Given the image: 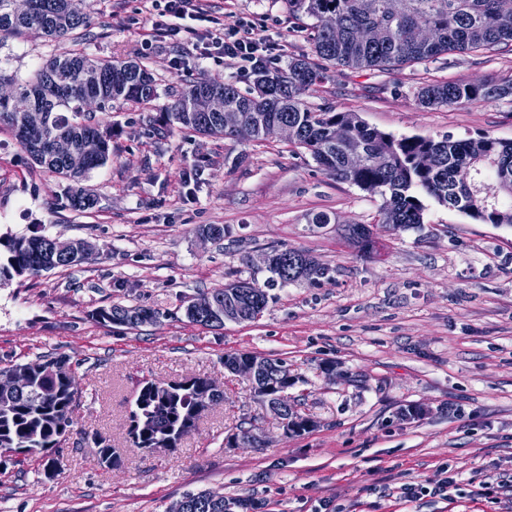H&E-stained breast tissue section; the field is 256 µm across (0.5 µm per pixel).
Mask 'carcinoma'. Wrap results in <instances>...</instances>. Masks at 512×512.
Instances as JSON below:
<instances>
[{
    "label": "carcinoma",
    "mask_w": 512,
    "mask_h": 512,
    "mask_svg": "<svg viewBox=\"0 0 512 512\" xmlns=\"http://www.w3.org/2000/svg\"><path fill=\"white\" fill-rule=\"evenodd\" d=\"M28 2V10L18 14L13 0H0L1 39L30 31L58 39L92 25L83 0ZM288 11L297 20H315L311 27L313 57L293 58L287 68L274 72L254 69L251 86L245 92L232 81L199 77L175 91L173 102L164 112L163 125L154 132L186 130L218 138L238 137L237 131L224 126V114L215 112L208 122L200 123L188 112V104L197 92L212 89L224 95V109L239 114L240 122L250 131L249 142L269 140L281 122L295 126L293 145L305 149L327 175L379 197L381 223L394 230L420 228L426 198L483 224L512 226V141L489 134L457 141L448 137H396L369 127L351 112L313 110L305 100L323 81L326 63L351 69H384L432 63L449 52L494 53L512 47V0H288ZM326 15L335 17L331 30L322 24ZM419 26L434 30L436 38L431 42L415 40L413 31ZM3 80L14 86V95L0 100V125L11 128L20 148L37 164L70 182L66 199L71 209L93 208L96 199L83 182L112 156V130L85 110L84 101L91 96L98 98L101 112L115 104H147L157 97L153 73L134 59L103 60L78 51L51 58L27 78L15 75L7 79L0 73ZM510 96L512 80H452L423 84L416 99L422 107L436 109ZM33 107L41 108L46 115L44 127L37 134L30 133L25 125V114ZM338 125L350 127L348 140L336 141ZM62 133L72 135L77 151L88 137L99 139L102 150L74 168L47 152V145ZM424 155L434 157L433 167L420 165ZM345 237L362 251L372 245L374 232L366 224H350ZM46 239L37 234L0 235V285L16 277L39 276L73 266L64 259L48 262ZM268 271L272 277L264 287L239 280L217 290L229 320L237 319L238 308L248 312L246 321L258 319L271 299L269 287L302 281L314 284L326 277L329 268L300 249L274 248ZM207 298L202 294L190 300L185 317L205 327L224 326L209 320ZM95 317L100 323L133 330L140 327L141 318L157 320L160 312L118 303L98 309ZM46 362L52 364V372L34 374L31 391L0 405V451L5 464L14 456L41 455L43 474L49 478L53 462L49 450L58 447L72 428L76 390L65 359L51 357ZM268 362L273 367L254 388V395L263 402L288 397V390L295 385L294 378L278 371L284 361L270 358ZM205 392L203 377L171 392L141 383L129 417L128 435L133 438V446L152 448L164 440L181 441L196 428L201 417L198 402ZM291 412L284 418L285 434L300 436L308 432L310 419L294 407ZM91 440L98 448L101 465L109 468L120 464V456L107 436L95 432ZM256 443L251 429L242 425L228 437L230 445ZM180 503L182 512H229L230 504L235 505V512H258L264 507L263 500L252 495L226 497L211 490L189 491Z\"/></svg>",
    "instance_id": "obj_1"
}]
</instances>
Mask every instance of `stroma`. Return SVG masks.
Listing matches in <instances>:
<instances>
[{"mask_svg": "<svg viewBox=\"0 0 512 512\" xmlns=\"http://www.w3.org/2000/svg\"><path fill=\"white\" fill-rule=\"evenodd\" d=\"M209 18L234 26L245 14L277 19L286 57L312 42L287 0H204ZM93 27L81 39L34 33L0 40V67L26 76L80 49L97 58L137 57L154 73L158 97L99 113L114 154L85 182L87 211L68 207L67 183L34 164L0 128V234L83 239L91 258L68 269L0 286V368L65 357L78 395L73 429L54 454L60 469L40 478L39 457L0 470V512H169L189 491L254 495L271 512H512V492L479 494L487 476L512 471V227L483 224L429 203L421 228L379 226V198L319 170L276 137L263 143L152 131L171 91L205 75L250 85L231 61L199 60L194 35L154 36L151 0H84ZM183 62L180 70L169 60ZM512 80V50L449 53L433 63L386 71L327 65L307 97L313 109L351 112L395 136L455 140L481 133L512 141V98L421 109L422 82ZM325 212L328 224L308 223ZM224 225L222 241L198 228ZM348 224L377 228L369 251L343 237ZM307 251L329 274L318 284L272 290L250 323L211 329L189 322L188 300L248 279L265 284L271 248ZM115 303L159 311L126 330L96 321ZM230 352L287 363L288 395L314 428L283 434L248 381L224 368ZM207 377L224 390L198 427L169 452L133 449L128 435L138 385L147 379ZM421 417L400 419V409ZM248 422L258 446L226 447ZM105 434L122 459L98 463L90 435ZM462 476L449 497L402 503L397 487Z\"/></svg>", "mask_w": 512, "mask_h": 512, "instance_id": "obj_1", "label": "stroma"}]
</instances>
